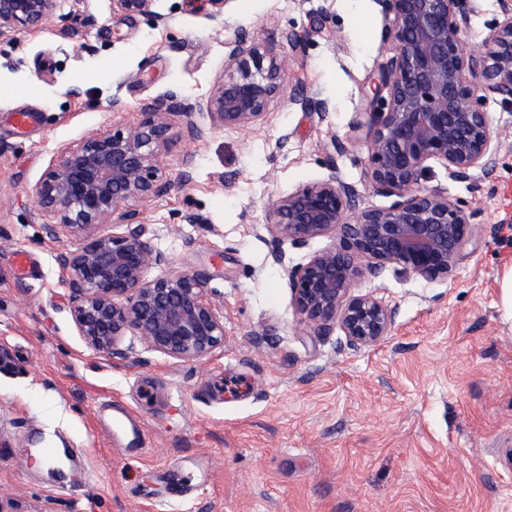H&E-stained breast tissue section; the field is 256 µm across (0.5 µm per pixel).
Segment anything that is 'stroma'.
Masks as SVG:
<instances>
[{
    "label": "stroma",
    "mask_w": 512,
    "mask_h": 512,
    "mask_svg": "<svg viewBox=\"0 0 512 512\" xmlns=\"http://www.w3.org/2000/svg\"><path fill=\"white\" fill-rule=\"evenodd\" d=\"M163 24L112 0H59L52 22L0 38V512H512V329L500 306L512 266V107L486 102L503 133L493 171L461 182L433 164L422 185L480 215L454 276L430 283L386 266L357 281L395 311L390 336L350 348L341 331L300 329L265 229L272 201L336 174L362 207L367 153L348 141L370 84L395 53L375 0H156ZM468 47H481L496 0H461ZM285 60L288 89L327 105L274 99L248 130L213 127L198 103L224 70L237 30ZM302 35L292 46L287 33ZM208 128L174 136L163 175L192 180L139 202L146 237L175 270L206 281L224 314V346L206 360L89 348L73 322L58 255L66 232L33 192L60 151L130 126L152 101ZM39 113L16 136L12 115ZM32 259L19 275L16 252ZM119 398L142 419L144 451L102 431L94 413ZM57 441L74 472L40 450Z\"/></svg>",
    "instance_id": "obj_1"
}]
</instances>
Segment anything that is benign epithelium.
Returning a JSON list of instances; mask_svg holds the SVG:
<instances>
[{
	"instance_id": "obj_1",
	"label": "benign epithelium",
	"mask_w": 512,
	"mask_h": 512,
	"mask_svg": "<svg viewBox=\"0 0 512 512\" xmlns=\"http://www.w3.org/2000/svg\"><path fill=\"white\" fill-rule=\"evenodd\" d=\"M57 2L0 0V38L53 18ZM153 3L112 0L127 15L164 20ZM378 4L390 19L395 54L372 79V109L356 130L364 131L369 185L392 202L358 207L353 187L333 172L277 197L265 225L302 328L317 336L338 328L355 349L382 342L395 318L375 295L355 293L360 278L387 265L428 282L453 276L477 211L421 181L432 161L458 180L489 174L502 132L482 101L498 95L512 105V0H497L499 18L481 53L465 45L458 0ZM286 84L273 51L241 30L224 42V72L200 107L217 127L251 128ZM191 110L181 101L151 102L139 123L94 132L64 150L36 186L37 206L59 219L46 233L54 237L62 226L75 242L58 262L74 324L92 349L126 358L140 348L193 363L224 347V316L206 282L189 271L165 272L170 259L144 237L135 208L191 180L187 170L172 179L160 168L172 117ZM103 224L116 232L100 233ZM320 238L328 240L324 248L288 265L284 244L305 248ZM152 269L162 274L150 278Z\"/></svg>"
}]
</instances>
